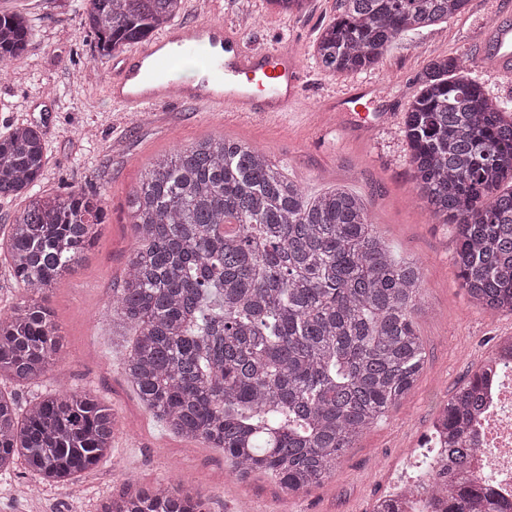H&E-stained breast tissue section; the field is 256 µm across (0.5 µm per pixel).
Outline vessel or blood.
Here are the masks:
<instances>
[{"instance_id":"obj_1","label":"vessel or blood","mask_w":512,"mask_h":512,"mask_svg":"<svg viewBox=\"0 0 512 512\" xmlns=\"http://www.w3.org/2000/svg\"><path fill=\"white\" fill-rule=\"evenodd\" d=\"M203 46L212 50L207 64L221 74L219 85H194L174 72H155L165 56L194 54ZM483 55L502 75H512L511 20L489 26ZM301 81L302 71L289 48L255 52L223 23H178L123 58L109 79L108 95L126 112H158L186 103L220 112L266 114L289 111L299 98ZM369 106L367 91L347 95L336 107L339 123L359 132L378 126L384 116L370 112Z\"/></svg>"}]
</instances>
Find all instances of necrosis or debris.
Listing matches in <instances>:
<instances>
[{"instance_id":"1","label":"necrosis or debris","mask_w":512,"mask_h":512,"mask_svg":"<svg viewBox=\"0 0 512 512\" xmlns=\"http://www.w3.org/2000/svg\"><path fill=\"white\" fill-rule=\"evenodd\" d=\"M496 356L497 368L480 381V415L469 429L476 453L468 468L449 466L443 450L445 425L440 417H432L418 447L406 453L404 468L393 472L388 492L376 503L378 512L391 502L396 512H425L415 486L429 463L456 492L477 491L485 512H512V347L499 349Z\"/></svg>"}]
</instances>
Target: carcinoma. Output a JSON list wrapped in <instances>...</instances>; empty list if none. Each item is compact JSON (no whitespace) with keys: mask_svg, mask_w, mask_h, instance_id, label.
Segmentation results:
<instances>
[{"mask_svg":"<svg viewBox=\"0 0 512 512\" xmlns=\"http://www.w3.org/2000/svg\"><path fill=\"white\" fill-rule=\"evenodd\" d=\"M313 47L334 73L379 64L405 32L463 12L468 0H336ZM183 0H87L98 51L172 23ZM28 21L0 12V64L18 61ZM418 195L454 226L460 286L483 312L512 311V114L464 74L431 61L405 113ZM40 130L0 135V197L25 203L0 251L25 296L0 315V377L38 380L63 352L45 294L96 242L107 214L84 190L37 189ZM135 247L110 301L132 332L122 360L140 401L168 430L224 450L242 477L297 494L334 476L354 442L413 388L426 358L416 330L419 261L395 257L361 195H310L247 142L209 136L158 156L128 197ZM474 372L442 409L448 453L473 452ZM116 419L87 391L61 388L25 413L0 393V472L21 458L40 485L68 483L112 457ZM210 496L159 481L122 485L101 512H209Z\"/></svg>","mask_w":512,"mask_h":512,"instance_id":"1","label":"carcinoma"}]
</instances>
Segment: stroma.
Returning a JSON list of instances; mask_svg holds the SVG:
<instances>
[{
  "label": "stroma",
  "instance_id": "obj_1",
  "mask_svg": "<svg viewBox=\"0 0 512 512\" xmlns=\"http://www.w3.org/2000/svg\"><path fill=\"white\" fill-rule=\"evenodd\" d=\"M1 11L25 14L34 35L27 54L0 73V133L13 122L37 125L48 153L40 190L98 192L107 220L95 245L47 294L65 336L64 354L35 382L1 379L0 393L22 408L64 380L111 407L118 423L111 461L72 482L28 495L36 478L16 463L10 477L0 476V512H65L75 498L83 512H100L132 473L145 486L168 477L212 491L210 512H236L243 501L255 512H370L386 491L390 470L433 414L491 353L497 337L512 336V312L485 315L460 288L451 262L452 227L436 223L418 197L402 133L420 78L438 57L465 59L470 77L491 96L512 102V80L478 55L490 24L512 20V0H468L447 22L402 34L374 68L342 74L324 70L313 55L314 43L336 16V0H307L301 12L288 15L270 10L266 0H184L179 22L220 20L248 48L286 46L297 54L304 71L302 104L261 117L190 106L123 111L107 98L106 82L124 52L99 53L94 36L81 26V0H0ZM379 86L385 90L380 106L390 118L374 131L355 136L327 116L333 100ZM210 135L263 149L309 194L346 185L365 198L393 254L418 259L423 268L428 311L416 326L426 351L424 370L401 404L348 449L334 477L292 497L281 495L267 474L238 482L223 449L169 432L128 382L121 364L128 339L113 328L109 314L108 301L134 247L129 193L155 155Z\"/></svg>",
  "mask_w": 512,
  "mask_h": 512
}]
</instances>
